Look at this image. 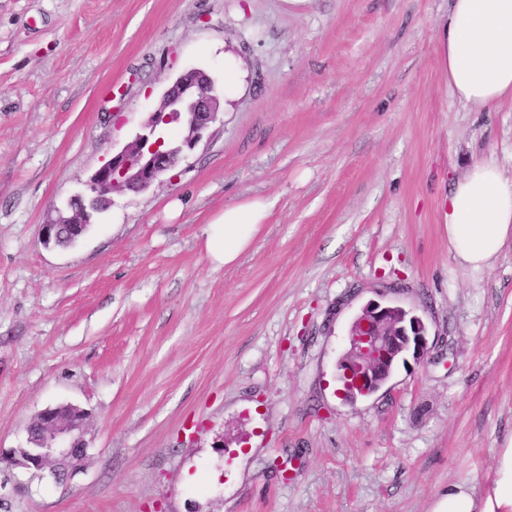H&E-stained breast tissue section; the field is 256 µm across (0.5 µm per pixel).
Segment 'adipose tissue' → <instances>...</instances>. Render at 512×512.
<instances>
[{
	"mask_svg": "<svg viewBox=\"0 0 512 512\" xmlns=\"http://www.w3.org/2000/svg\"><path fill=\"white\" fill-rule=\"evenodd\" d=\"M438 43L448 84L459 101L490 109L512 99V0H450ZM269 211L262 199L225 209L210 228L208 255L232 264ZM443 214L456 262L474 271L490 266L512 242V178L495 162L475 164L449 191ZM431 512H512V440L498 454L491 485L481 491L465 481L449 483Z\"/></svg>",
	"mask_w": 512,
	"mask_h": 512,
	"instance_id": "obj_1",
	"label": "adipose tissue"
}]
</instances>
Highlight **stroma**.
<instances>
[{
    "mask_svg": "<svg viewBox=\"0 0 512 512\" xmlns=\"http://www.w3.org/2000/svg\"><path fill=\"white\" fill-rule=\"evenodd\" d=\"M449 0H0V450L42 410L86 414L67 483L0 467V512H430L490 484L512 436V247L475 272L442 204L474 163L512 177V101L448 86ZM223 114L72 245L46 242L186 70ZM241 72L235 88L228 70ZM271 202L227 266L225 208ZM429 353L337 395L371 302Z\"/></svg>",
    "mask_w": 512,
    "mask_h": 512,
    "instance_id": "1",
    "label": "stroma"
}]
</instances>
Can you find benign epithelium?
Segmentation results:
<instances>
[{"label":"benign epithelium","instance_id":"1","mask_svg":"<svg viewBox=\"0 0 512 512\" xmlns=\"http://www.w3.org/2000/svg\"><path fill=\"white\" fill-rule=\"evenodd\" d=\"M220 107V95L209 74L193 69L180 75L148 113L134 140L112 153L90 176L85 195L77 197L73 214L63 223L80 233L112 195L149 188L195 150L219 120ZM348 340L349 350L339 364L347 366V376H356V386L374 391L390 377L394 360L408 352L419 359L428 350L423 320L399 305L367 304L354 320ZM85 419L83 411L68 404L43 411L37 434L30 438L33 447L20 449L17 457L0 454V462L35 472L46 469L56 482L66 481L87 457L82 439Z\"/></svg>","mask_w":512,"mask_h":512}]
</instances>
